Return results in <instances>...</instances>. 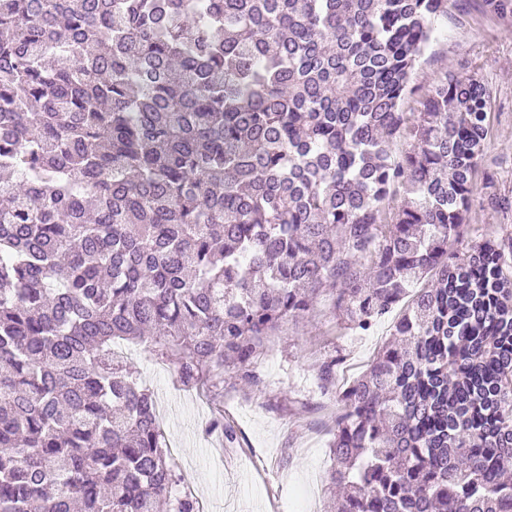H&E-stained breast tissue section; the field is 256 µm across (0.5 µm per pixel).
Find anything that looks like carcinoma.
Instances as JSON below:
<instances>
[{
    "label": "carcinoma",
    "instance_id": "cac0c4a2",
    "mask_svg": "<svg viewBox=\"0 0 512 512\" xmlns=\"http://www.w3.org/2000/svg\"><path fill=\"white\" fill-rule=\"evenodd\" d=\"M449 16L0 0V512H199L113 342L259 392L327 288L363 336L412 296L364 373L320 365L337 512H512V232L464 244L490 92L447 67L403 110Z\"/></svg>",
    "mask_w": 512,
    "mask_h": 512
}]
</instances>
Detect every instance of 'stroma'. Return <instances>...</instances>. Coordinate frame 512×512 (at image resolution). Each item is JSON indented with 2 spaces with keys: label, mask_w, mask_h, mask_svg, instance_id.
I'll return each mask as SVG.
<instances>
[{
  "label": "stroma",
  "mask_w": 512,
  "mask_h": 512,
  "mask_svg": "<svg viewBox=\"0 0 512 512\" xmlns=\"http://www.w3.org/2000/svg\"><path fill=\"white\" fill-rule=\"evenodd\" d=\"M464 24H440L424 60L413 72L405 102L418 111L442 67L455 65L479 78L491 94L490 134L482 173L508 199L492 209L477 195L469 214V238L512 229V9L493 12L482 0H454ZM334 296L325 295L303 318L286 322L271 337L258 361L262 391L225 382L198 389L179 387L168 367L145 346L119 342L139 383L153 392L168 460L180 478L177 494H190L200 512H325L332 466L329 442L338 406L319 387L318 369L340 353L335 384L362 373L391 338L394 315L382 318L365 336L341 332ZM223 418L234 440L211 431Z\"/></svg>",
  "instance_id": "35a3bbf8"
}]
</instances>
